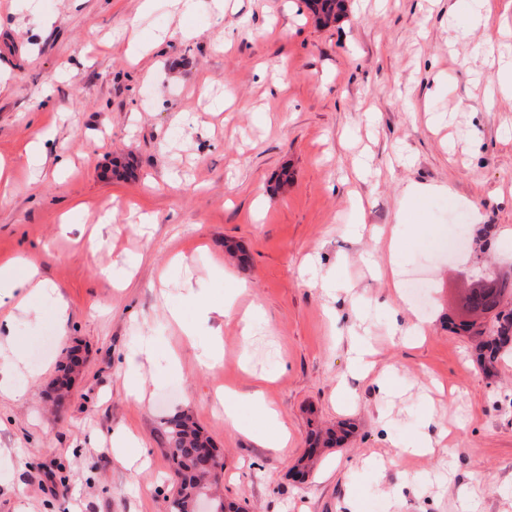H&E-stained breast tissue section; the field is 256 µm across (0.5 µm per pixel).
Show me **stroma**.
I'll list each match as a JSON object with an SVG mask.
<instances>
[{
  "label": "stroma",
  "instance_id": "1",
  "mask_svg": "<svg viewBox=\"0 0 512 512\" xmlns=\"http://www.w3.org/2000/svg\"><path fill=\"white\" fill-rule=\"evenodd\" d=\"M470 2L348 0L321 27L306 0H224L220 23L213 0H0V263L31 256L67 303L60 324L51 302H0V345L24 357L0 393V512H166L159 428L177 411L245 512H512V358L480 362L460 305L470 257L512 280V95L497 84L512 0L487 30ZM42 133L33 174L24 146ZM412 184L436 191L408 208ZM459 221L463 247L432 250ZM392 237L396 272L432 283L428 315L367 262ZM231 292L253 312L249 346L238 314L190 340L169 318ZM358 336L376 350L367 377L350 372ZM216 339L223 363L204 366ZM148 340L180 364L144 361L139 408L124 371ZM73 352L83 368L59 400ZM259 382L290 433L279 452L214 403ZM343 424L299 474L310 430ZM128 429L144 447L122 460ZM425 436L433 452L402 459Z\"/></svg>",
  "mask_w": 512,
  "mask_h": 512
}]
</instances>
